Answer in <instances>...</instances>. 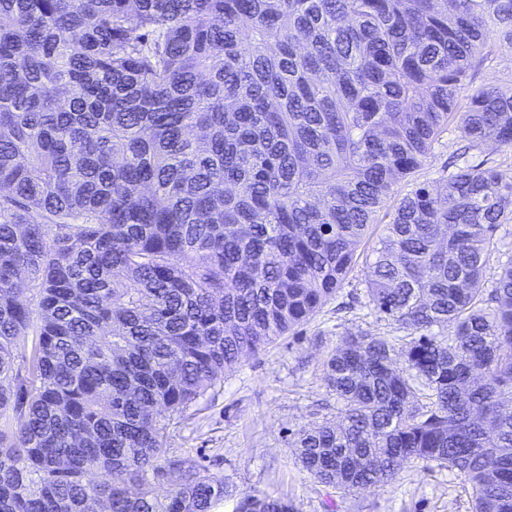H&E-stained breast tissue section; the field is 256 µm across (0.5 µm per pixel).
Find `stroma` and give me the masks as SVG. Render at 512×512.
Here are the masks:
<instances>
[{
    "label": "stroma",
    "instance_id": "obj_1",
    "mask_svg": "<svg viewBox=\"0 0 512 512\" xmlns=\"http://www.w3.org/2000/svg\"><path fill=\"white\" fill-rule=\"evenodd\" d=\"M372 245L368 239L359 247L335 300L266 352L244 357L220 389L170 430L169 456L197 461L203 475L224 480L236 494L289 498L296 512H469L462 481L445 470L412 463L374 491L339 494L324 489L295 457L299 430L340 420L325 362L342 335L363 330L393 341L404 335L363 301L364 258Z\"/></svg>",
    "mask_w": 512,
    "mask_h": 512
}]
</instances>
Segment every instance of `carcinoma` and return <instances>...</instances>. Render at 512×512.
Returning <instances> with one entry per match:
<instances>
[{
    "label": "carcinoma",
    "instance_id": "carcinoma-1",
    "mask_svg": "<svg viewBox=\"0 0 512 512\" xmlns=\"http://www.w3.org/2000/svg\"><path fill=\"white\" fill-rule=\"evenodd\" d=\"M493 37L512 0H0V512H213L229 485L170 427L335 299L375 224L402 362L343 336L342 420L298 462L350 493L422 461L512 512V259L483 278L512 171L401 194L451 125L512 150V81L472 88Z\"/></svg>",
    "mask_w": 512,
    "mask_h": 512
}]
</instances>
